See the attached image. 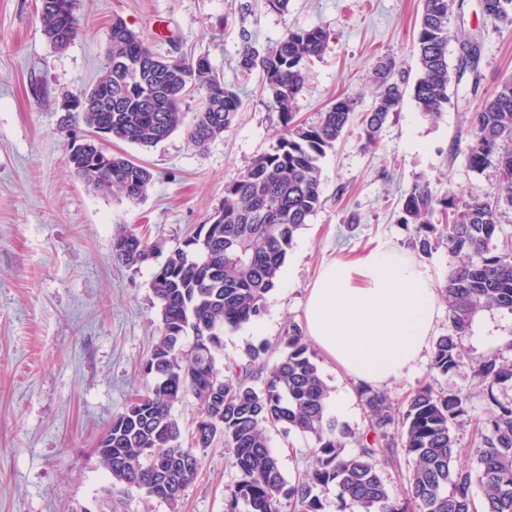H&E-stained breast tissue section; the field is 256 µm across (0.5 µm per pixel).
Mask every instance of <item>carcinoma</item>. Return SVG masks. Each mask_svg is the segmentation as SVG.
<instances>
[{
    "label": "carcinoma",
    "instance_id": "1",
    "mask_svg": "<svg viewBox=\"0 0 512 512\" xmlns=\"http://www.w3.org/2000/svg\"><path fill=\"white\" fill-rule=\"evenodd\" d=\"M489 19L512 12V0H480ZM455 0H423L416 53L419 75L412 96L424 114H440L450 97L453 78L473 75L480 85L477 43L461 44L456 72L448 65V44ZM40 23L52 46L56 33L69 25L79 33L73 0H40ZM329 33L321 26L290 29L276 46L259 52L247 45L239 67L262 72L270 107L279 112L286 133L256 157L237 181L224 188V202L158 267L152 290L162 327L144 363V391L113 417L100 438L112 449L101 460L111 482L97 512H117L124 498L141 492L157 497L161 476L177 508L197 477L198 451L224 441L240 479L225 488L226 512H322L320 494L333 488L340 512H512V402L495 389L512 385V364L490 355L471 361L485 386L489 417L475 423L472 447L476 469L454 465L460 443L455 427L467 415L468 396L436 387L466 358L463 339L472 318L483 309L512 310V246L497 250L501 218L512 210V80L503 82L470 113V169L496 172L493 194L448 192L439 197L427 181L405 195L401 219L418 224L414 247L428 253L439 242L455 262L441 295L448 303V333L433 343L430 381L400 406L372 388L360 391L368 427L358 448L346 451L348 432L329 415L330 389L321 378L298 327L288 330L286 352L271 364L269 347L248 350L246 360L215 366L224 330L257 319L275 288L296 231L321 205L319 162L334 147L355 113V99L337 98L315 124L295 122V96L310 63L320 58ZM396 64L383 60L374 69L377 91L361 126L374 141L406 93L396 81ZM202 97L195 112L183 110L192 92ZM112 97V109L76 111L62 119L87 128L112 126L115 139L153 147L184 129L197 148L224 134L241 107V99L221 82L206 55L165 59L151 52L141 36L121 19L112 20V71L105 72L78 97ZM78 176L99 191L119 193L136 202L148 193L152 172L123 154L100 151ZM442 224L430 222L435 211ZM113 256L128 267L154 258L148 241L133 229L113 237ZM191 395L200 403L188 446L173 407ZM280 425L311 435L310 471L288 482L269 445L266 425ZM413 461L405 497L391 495L383 478L386 466L400 456ZM482 497H474V488Z\"/></svg>",
    "mask_w": 512,
    "mask_h": 512
}]
</instances>
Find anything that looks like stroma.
Wrapping results in <instances>:
<instances>
[{
  "instance_id": "obj_1",
  "label": "stroma",
  "mask_w": 512,
  "mask_h": 512,
  "mask_svg": "<svg viewBox=\"0 0 512 512\" xmlns=\"http://www.w3.org/2000/svg\"><path fill=\"white\" fill-rule=\"evenodd\" d=\"M448 45L456 64L460 43L481 49L479 89L470 81L450 88L437 117L404 97L376 144L366 145L360 126L327 150L320 161L321 206L296 233L283 270L287 286L267 296L259 321L225 330L218 364L244 358L250 346L279 340L300 324L307 291L323 262L379 244L415 254L435 287L448 278L445 244L415 253L414 232L403 227L399 201L417 182L435 194L448 190L494 193L496 173L469 169L472 138L467 113L501 82L512 79V21L486 19L478 0H462ZM422 0H290L287 11L265 0H74L79 34L63 52L46 40L39 0H0V512H93L110 478L96 444L133 395L141 391L143 363L160 326L151 282L157 260L128 267L112 256V238L123 227L146 235L166 257L207 223L252 160L274 145L283 126L260 85L258 72L237 61L245 46L265 52L288 30L321 26L329 34L320 59L307 69L294 110L298 121H318L339 96L372 103V72L395 60L406 85L418 77L416 36ZM122 18L162 57L205 55L243 106L232 125L205 148L178 130L151 148L104 143L149 168L146 197L130 202L84 185L67 151L84 138V126L61 125L68 93L92 86L105 72L108 29ZM470 357L438 385L467 393L468 421L456 434L464 449L460 466L474 467L472 421L489 405L475 377L474 359L497 355L512 362V311L477 312L464 338ZM319 373L332 398L352 402L339 422L348 449L366 427L356 384L322 354ZM283 475L295 480L309 469L314 439L298 431H266ZM201 467L177 508L128 497L122 512H226L224 488L239 477L223 441L200 453Z\"/></svg>"
}]
</instances>
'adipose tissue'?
<instances>
[{"instance_id": "ef3b65f1", "label": "adipose tissue", "mask_w": 512, "mask_h": 512, "mask_svg": "<svg viewBox=\"0 0 512 512\" xmlns=\"http://www.w3.org/2000/svg\"><path fill=\"white\" fill-rule=\"evenodd\" d=\"M438 308L429 269L382 244L321 268L309 290L303 329L356 384L381 389L421 359Z\"/></svg>"}]
</instances>
